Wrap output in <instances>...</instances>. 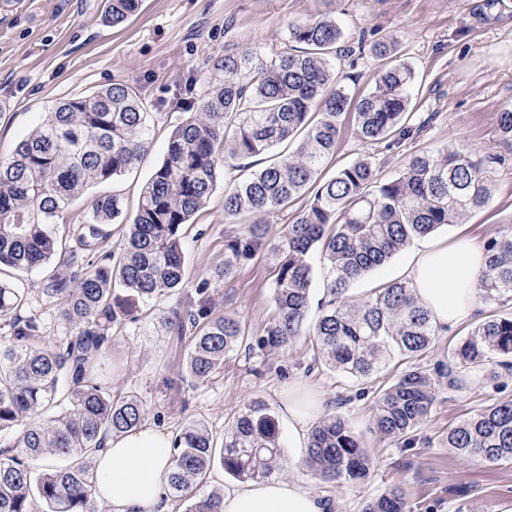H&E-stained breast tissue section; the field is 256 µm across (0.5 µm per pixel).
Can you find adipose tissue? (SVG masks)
<instances>
[{
  "mask_svg": "<svg viewBox=\"0 0 512 512\" xmlns=\"http://www.w3.org/2000/svg\"><path fill=\"white\" fill-rule=\"evenodd\" d=\"M486 251L476 239L457 236L452 244L436 239L414 241L397 271L429 311L440 332L467 320L478 301L477 280ZM283 412L291 445L308 446L320 400L299 387L289 389ZM174 437L151 424L106 437L94 458V496L110 502L113 512H166L163 488L171 472ZM224 512H326L317 496L297 483L253 479L225 488Z\"/></svg>",
  "mask_w": 512,
  "mask_h": 512,
  "instance_id": "adipose-tissue-1",
  "label": "adipose tissue"
}]
</instances>
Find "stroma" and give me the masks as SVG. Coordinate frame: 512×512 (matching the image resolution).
Instances as JSON below:
<instances>
[{
    "label": "stroma",
    "mask_w": 512,
    "mask_h": 512,
    "mask_svg": "<svg viewBox=\"0 0 512 512\" xmlns=\"http://www.w3.org/2000/svg\"><path fill=\"white\" fill-rule=\"evenodd\" d=\"M321 17L336 19L343 30L333 64L355 92L369 91L383 65L373 44L393 43L414 72L412 123L419 128L382 152L346 125L329 170L368 156L387 179L411 155L446 147L466 152L486 161L490 201L465 223L439 228L436 238L465 233L485 244L512 231V153L498 146L495 134L498 112L512 107V0H499L492 9L487 0H142L140 12L119 26L108 21L105 0H0V161L13 156L55 103L129 84L145 103L152 147L134 170L91 184L68 212L82 214L92 197L114 194L126 213H134L171 131L195 111L215 62L227 54L287 48L289 26ZM268 160L264 154L221 163L207 205L183 228L185 288L139 306L128 302L123 288H113L121 321L112 330L98 383L113 397L141 400L147 423L174 433L197 421L218 441L251 401L264 400L279 411L282 395L299 384L321 398L324 414L352 425L371 461L364 483H322L289 448L288 423L280 421L287 480L328 496L333 512H361L365 500L395 484L403 490L405 512H512V462L464 459L448 446L449 429L482 405L512 400V370H501L495 388L478 381L452 391L437 384L434 410L405 448L372 430L376 391L400 377L397 362L363 388L314 363L308 337L286 351L258 348L272 313L268 245L230 278L215 279L214 272L224 264L225 239L242 230L224 221V188ZM75 248L73 238H64L46 263L5 274L24 298L23 315L37 320L46 341L74 333L59 316L58 300L43 288ZM201 299L213 315L236 317L246 329L233 357L203 382L183 367L190 336L171 335L163 323L172 307ZM496 310L479 302L473 319L437 336L425 367L446 362L449 347Z\"/></svg>",
    "instance_id": "obj_1"
}]
</instances>
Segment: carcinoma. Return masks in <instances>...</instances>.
Listing matches in <instances>:
<instances>
[{
    "instance_id": "cac0c4a2",
    "label": "carcinoma",
    "mask_w": 512,
    "mask_h": 512,
    "mask_svg": "<svg viewBox=\"0 0 512 512\" xmlns=\"http://www.w3.org/2000/svg\"><path fill=\"white\" fill-rule=\"evenodd\" d=\"M139 0H108L112 25L125 23ZM342 38L336 21L322 17L290 27L300 45L267 54L226 55L215 64L196 112L172 130L161 164L140 196L134 215L118 197L99 196L68 224L79 251L47 284L60 300L59 315L76 334L58 343L39 341L35 319L21 315L22 297L0 278V322L14 341L0 343V512H97L92 458L108 433L141 425L145 410L134 397L114 399L90 376L117 322L112 287L136 303L177 291L185 278L182 232L207 204L218 167L227 155L252 157L299 133L287 159L232 181L224 192V218L244 231L224 244L230 275L268 237L267 216L292 209L272 244L273 315L259 345L287 350L312 337L314 359L370 383L394 356L405 360L399 379L376 395L374 428L397 444L411 442L432 414L435 379L421 365L437 335L428 310L406 281H390L361 294L350 285L383 267L414 240L483 209L491 196L484 160L444 149L413 155L402 174L378 177L369 158L323 172L336 154L346 118L358 136L390 149L413 133L411 69L394 57L390 43L373 54L387 58L372 91L356 94L331 68ZM497 142L512 150V107L497 115ZM151 146L141 95L114 83L91 95L61 101L44 113L14 155L0 162V271L30 270L59 249L58 221L70 202L93 182L135 168ZM308 196L306 204L294 208ZM127 227L119 253L105 249L112 224ZM327 268L329 299L310 319L312 254ZM484 300L512 305V233L487 244L478 279ZM179 336L193 331L186 369L207 380L231 358L245 336L234 317H212L202 305L174 307L165 317ZM512 367V312L491 315L448 354V389L473 378L494 382L496 367ZM62 413L46 417L56 399ZM448 447L463 458L496 464L512 461V400L482 406L448 432ZM169 494L185 512H224V493L199 492L213 468L237 480L269 478L286 471L279 422L264 401H252L214 445L207 429L189 422L175 436ZM306 464L322 482L366 479L370 460L343 418L329 415L311 431ZM403 490L364 502L361 512H404Z\"/></svg>"
}]
</instances>
